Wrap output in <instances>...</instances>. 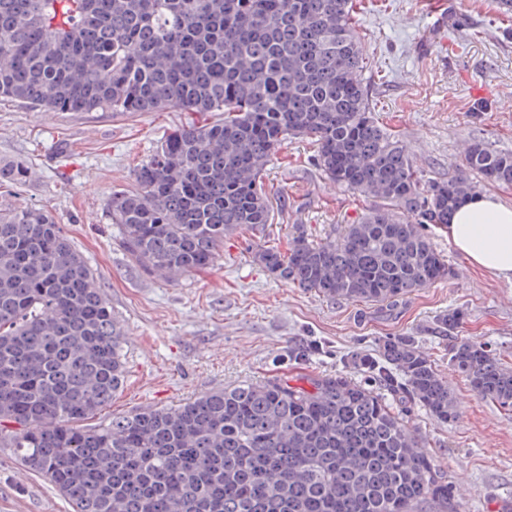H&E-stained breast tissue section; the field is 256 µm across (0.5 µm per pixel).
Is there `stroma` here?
<instances>
[{
	"mask_svg": "<svg viewBox=\"0 0 512 512\" xmlns=\"http://www.w3.org/2000/svg\"><path fill=\"white\" fill-rule=\"evenodd\" d=\"M451 2L453 25L444 33L432 25L433 0H353L372 110L408 145L424 179L436 181L463 170L472 140L512 151V20L494 0ZM200 120L175 108L37 112L0 100V164L31 170L23 184L0 181V207L48 210L95 269L126 333L124 384L94 424L243 382L336 373L360 381L352 355L374 356L384 340L411 336L448 382L460 417L441 422L407 399L393 407L454 487L458 512H495L499 499L512 496V409L477 395L449 358L455 346L476 342L512 370V283L472 268L440 232L432 242L450 276L392 308L330 300L269 276L253 260L260 246L287 251L296 224L321 241L373 205L330 183L313 146L295 138L266 167L272 224L228 236L213 265L177 281L143 272L123 250L107 201L136 190L135 169L175 129ZM451 311L460 315L457 328L439 333L438 318ZM302 347L308 356L295 359ZM0 512L69 506L0 447Z\"/></svg>",
	"mask_w": 512,
	"mask_h": 512,
	"instance_id": "stroma-1",
	"label": "stroma"
}]
</instances>
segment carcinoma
I'll list each match as a JSON object with an SVG mask.
<instances>
[{"mask_svg":"<svg viewBox=\"0 0 512 512\" xmlns=\"http://www.w3.org/2000/svg\"><path fill=\"white\" fill-rule=\"evenodd\" d=\"M352 0H0V98L44 112H221L167 137L112 193L133 263L160 278L213 264L234 231L272 223L263 172L290 138L326 179L374 206L335 238L293 225L270 275L328 299L391 306L447 277L425 229L444 231L477 193L512 186V153L469 144L465 171L425 180L375 119ZM125 330L95 271L40 207L0 209V445L71 512H448L454 491L407 416L409 395L458 417L448 383L410 336L341 375L246 382L171 407L83 422L126 376ZM454 371L512 407V370L461 343Z\"/></svg>","mask_w":512,"mask_h":512,"instance_id":"cac0c4a2","label":"carcinoma"}]
</instances>
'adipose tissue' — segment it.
Segmentation results:
<instances>
[{
	"label": "adipose tissue",
	"instance_id": "adipose-tissue-1",
	"mask_svg": "<svg viewBox=\"0 0 512 512\" xmlns=\"http://www.w3.org/2000/svg\"><path fill=\"white\" fill-rule=\"evenodd\" d=\"M447 235L468 264L512 282V206L474 195L453 212Z\"/></svg>",
	"mask_w": 512,
	"mask_h": 512
}]
</instances>
